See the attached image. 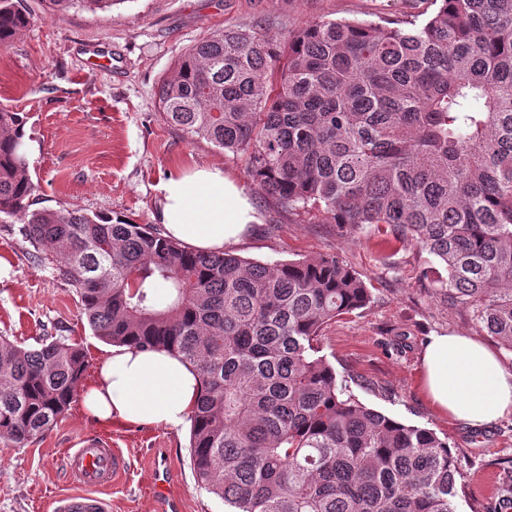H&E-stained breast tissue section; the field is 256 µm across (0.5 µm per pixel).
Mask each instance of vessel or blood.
Here are the masks:
<instances>
[{
	"instance_id": "obj_1",
	"label": "vessel or blood",
	"mask_w": 512,
	"mask_h": 512,
	"mask_svg": "<svg viewBox=\"0 0 512 512\" xmlns=\"http://www.w3.org/2000/svg\"><path fill=\"white\" fill-rule=\"evenodd\" d=\"M66 467L78 489L62 497L54 512H110L104 493L127 475L126 461L119 449L104 439L83 440L80 447L68 449ZM154 491L158 512H183L181 499L168 492L166 469H155Z\"/></svg>"
}]
</instances>
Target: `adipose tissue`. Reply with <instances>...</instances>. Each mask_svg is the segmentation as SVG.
<instances>
[{
	"instance_id": "obj_1",
	"label": "adipose tissue",
	"mask_w": 512,
	"mask_h": 512,
	"mask_svg": "<svg viewBox=\"0 0 512 512\" xmlns=\"http://www.w3.org/2000/svg\"><path fill=\"white\" fill-rule=\"evenodd\" d=\"M156 220L193 251L220 252L255 223L249 195L218 167L194 168L162 185ZM424 392L441 414L473 428L512 415V371L482 342L430 336L422 355ZM201 392L197 370L165 351L117 346L82 383L85 411L99 423L187 425Z\"/></svg>"
}]
</instances>
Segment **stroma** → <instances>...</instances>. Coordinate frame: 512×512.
<instances>
[{
	"mask_svg": "<svg viewBox=\"0 0 512 512\" xmlns=\"http://www.w3.org/2000/svg\"><path fill=\"white\" fill-rule=\"evenodd\" d=\"M25 4L28 27L0 49V108L26 118L35 208L150 224L170 176L222 168L244 187L259 217L230 252L262 262L333 256L366 282L370 304L324 327L323 354L361 402L447 438L466 476L457 512H487L502 478L512 476V416L472 428L438 413L421 389V355L436 333L473 337L510 371L512 352L478 328L470 312L434 293L421 276L436 264L427 252L282 211L250 181L242 157L187 137L158 109L161 78L211 31L246 24L285 36L323 18L374 21L422 11L424 0H123L97 15L77 7L52 13L44 0ZM33 252L19 224L0 222V335L26 345L40 336L69 337L84 347L86 374L94 376L110 346L93 336L74 287ZM90 435L108 439L128 465L126 479L108 494L112 512H155L149 485L160 454L184 512H225L195 480L188 428L104 426L78 401L27 447L0 444V512H46L49 501L72 490L66 452Z\"/></svg>",
	"mask_w": 512,
	"mask_h": 512,
	"instance_id": "obj_1",
	"label": "stroma"
}]
</instances>
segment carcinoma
Listing matches in <instances>:
<instances>
[{"label":"carcinoma","mask_w":512,"mask_h":512,"mask_svg":"<svg viewBox=\"0 0 512 512\" xmlns=\"http://www.w3.org/2000/svg\"><path fill=\"white\" fill-rule=\"evenodd\" d=\"M126 0H48L97 14ZM425 17L327 19L283 39L230 25L158 87L165 120L244 157L263 194L318 224L412 243L436 293L512 351V0H430ZM0 0V48L28 26ZM25 117L0 109V216L71 284L99 340L194 365L190 467L228 512H456L448 440L338 385L323 327L366 307L334 257L191 251L149 224L32 208ZM164 301L156 298L157 285ZM87 354L64 336H0V443L24 448L76 396Z\"/></svg>","instance_id":"obj_1"}]
</instances>
